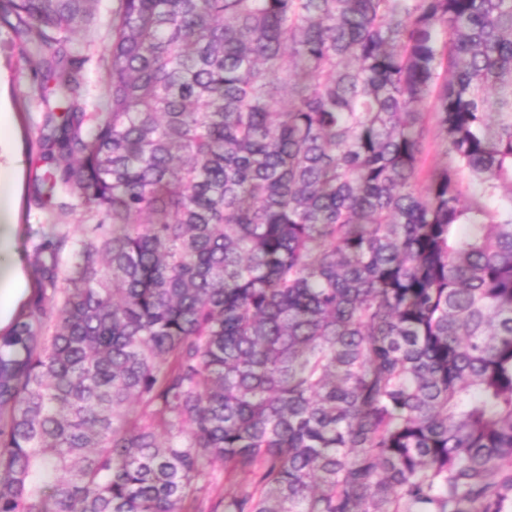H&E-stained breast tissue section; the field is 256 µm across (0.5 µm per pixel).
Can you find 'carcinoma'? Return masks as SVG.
<instances>
[{
	"mask_svg": "<svg viewBox=\"0 0 512 512\" xmlns=\"http://www.w3.org/2000/svg\"><path fill=\"white\" fill-rule=\"evenodd\" d=\"M95 2L0 0L101 215L0 333V512H512V0H117L88 112ZM116 0H98L95 5L94 18L85 26L73 42L74 47L84 48L88 60L81 72L88 104V112H94L106 100L107 71L103 57V47L111 37L110 21Z\"/></svg>",
	"mask_w": 512,
	"mask_h": 512,
	"instance_id": "1",
	"label": "carcinoma"
}]
</instances>
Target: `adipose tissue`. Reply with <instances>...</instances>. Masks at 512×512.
Masks as SVG:
<instances>
[{
  "label": "adipose tissue",
  "mask_w": 512,
  "mask_h": 512,
  "mask_svg": "<svg viewBox=\"0 0 512 512\" xmlns=\"http://www.w3.org/2000/svg\"><path fill=\"white\" fill-rule=\"evenodd\" d=\"M15 194L12 168L0 165V329L10 324L28 288L17 242L18 226L13 222Z\"/></svg>",
  "instance_id": "1"
}]
</instances>
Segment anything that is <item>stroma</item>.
<instances>
[{
    "label": "stroma",
    "mask_w": 512,
    "mask_h": 512,
    "mask_svg": "<svg viewBox=\"0 0 512 512\" xmlns=\"http://www.w3.org/2000/svg\"><path fill=\"white\" fill-rule=\"evenodd\" d=\"M116 5L117 0H97L92 22L74 42L87 57L81 75L87 104L92 109L106 99L107 71L102 50L111 37L110 21ZM21 43V36L13 28L0 22V103L11 113L15 131V148L9 155L1 156L0 162L13 164L16 173L14 218L19 226L18 245L24 264H31L34 247L56 226L70 236L64 257L71 262L81 241L94 236L98 217L77 201L63 213L43 210L35 201L31 172L37 164V142L47 107L38 90L39 58L21 53Z\"/></svg>",
    "instance_id": "1"
}]
</instances>
